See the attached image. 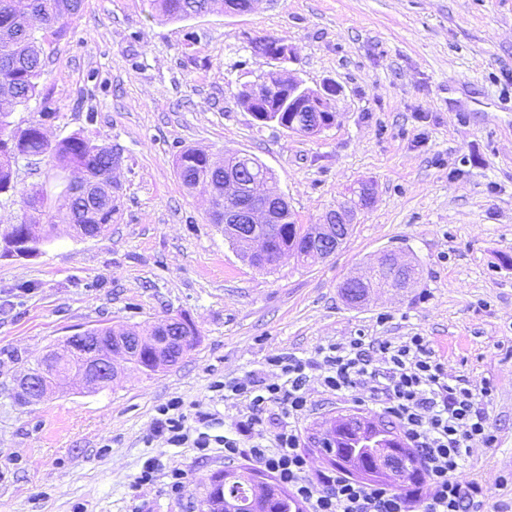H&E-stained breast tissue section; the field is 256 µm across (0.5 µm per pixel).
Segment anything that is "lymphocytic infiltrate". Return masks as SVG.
I'll return each instance as SVG.
<instances>
[{
	"instance_id": "lymphocytic-infiltrate-1",
	"label": "lymphocytic infiltrate",
	"mask_w": 512,
	"mask_h": 512,
	"mask_svg": "<svg viewBox=\"0 0 512 512\" xmlns=\"http://www.w3.org/2000/svg\"><path fill=\"white\" fill-rule=\"evenodd\" d=\"M319 360L272 355L285 382L248 375L224 384V391L248 401L252 410L241 422V435L253 437L250 448L225 438L226 461L247 455L268 469L307 507V512H476L485 498L477 481L463 482L458 471L476 446H491L494 436L477 408L473 390L454 378L424 337L394 344L357 336L323 347ZM342 394L365 387L382 414L396 425L420 454L426 478L409 489L352 480L340 470L312 471L302 449L297 424L310 410V383ZM283 400V420L265 432L262 415Z\"/></svg>"
}]
</instances>
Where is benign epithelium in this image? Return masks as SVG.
<instances>
[{"mask_svg": "<svg viewBox=\"0 0 512 512\" xmlns=\"http://www.w3.org/2000/svg\"><path fill=\"white\" fill-rule=\"evenodd\" d=\"M258 43L266 46L267 59L287 63L293 59L292 49L283 42L272 38H260ZM249 112L264 124L275 123L301 135L315 136L330 129L336 114L328 107L336 96V84L331 81L322 83L313 89L289 71L270 73L260 83L247 88ZM268 112H307L311 121L307 126H296L289 119L266 118ZM242 173L227 170L224 177V231L241 248L243 255L256 268L273 266L282 258L290 256L288 251H274L268 238L259 235L257 225L269 224L272 220L270 210L275 203L286 201L271 179H255L251 182L252 196L245 204L240 203L239 187ZM354 223V214L344 206L328 211L321 221L314 225V241L317 250L312 253L315 259L332 255L339 242L350 231ZM0 243L10 249L14 255L25 257L33 255L29 250L30 237L19 235L16 230L0 238ZM389 267L398 277L395 289L412 285L414 265L411 260L401 259L396 252H385L378 257L377 267ZM174 320L167 319L153 324L151 336H125L121 332H108V343H102L100 336H88L81 331L67 337L60 348L51 350L41 357V361L50 365V373L36 376L32 372L16 378V386L29 400L42 399L50 389L60 382L71 380L85 389H100L114 381L121 373L122 366L134 363L135 353L144 347L154 351L155 370L171 365L172 350L186 351L192 343L189 336L174 332Z\"/></svg>", "mask_w": 512, "mask_h": 512, "instance_id": "obj_1", "label": "benign epithelium"}]
</instances>
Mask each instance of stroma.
<instances>
[{
  "label": "stroma",
  "instance_id": "1",
  "mask_svg": "<svg viewBox=\"0 0 512 512\" xmlns=\"http://www.w3.org/2000/svg\"><path fill=\"white\" fill-rule=\"evenodd\" d=\"M263 37L292 47L288 68L306 86L336 84L329 131L302 136L248 112L240 91L281 69L252 53ZM44 71L55 119L34 101L14 126L43 121L51 138L81 131L112 145L120 200L99 237L61 224L41 253L0 255V512H200L226 466L224 439L249 414L215 381H278L270 355L417 333L449 374L493 383L477 403L497 441L476 447L458 478L483 486L485 512H512V0H259L182 22L158 19L151 0H83L45 43ZM187 148L258 158L300 224L362 182L375 201L330 257L257 269L212 223L207 196L183 187ZM401 249L418 268L412 287L345 302V278ZM181 315L198 336L173 366L37 403L14 388L76 332ZM172 400L206 450L157 432ZM309 400L305 438L329 416L380 415L362 388L336 396L313 384Z\"/></svg>",
  "mask_w": 512,
  "mask_h": 512
}]
</instances>
